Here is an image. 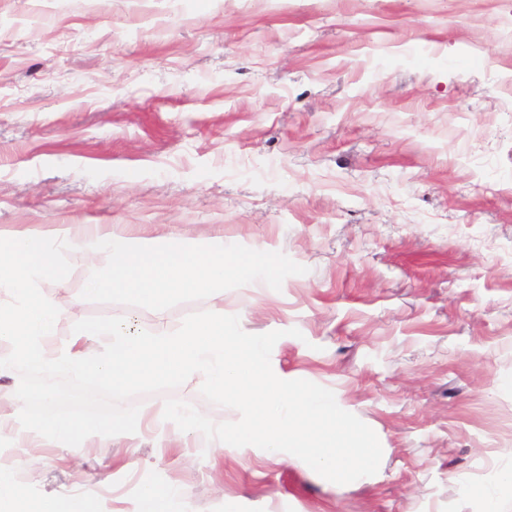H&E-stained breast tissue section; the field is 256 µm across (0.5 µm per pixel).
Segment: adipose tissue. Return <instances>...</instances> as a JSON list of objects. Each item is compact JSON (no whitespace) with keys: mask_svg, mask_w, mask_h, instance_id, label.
<instances>
[{"mask_svg":"<svg viewBox=\"0 0 512 512\" xmlns=\"http://www.w3.org/2000/svg\"><path fill=\"white\" fill-rule=\"evenodd\" d=\"M156 416H168L176 421L178 429L170 439L175 448L181 447L187 434L195 430L199 423L198 412L175 406L149 407L127 420L94 424L46 417L28 420L0 407V433L9 432L23 448L34 447L45 436L60 440L71 438L86 443L115 436H134L145 421ZM93 497V492L89 491L67 499L30 501L24 489L13 482L8 467L0 464V512H92ZM185 500L184 489L179 483H170L163 490L147 485L139 493L136 512H185Z\"/></svg>","mask_w":512,"mask_h":512,"instance_id":"adipose-tissue-1","label":"adipose tissue"}]
</instances>
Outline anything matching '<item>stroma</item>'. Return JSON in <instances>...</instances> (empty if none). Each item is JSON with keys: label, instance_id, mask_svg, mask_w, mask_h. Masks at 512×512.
Returning <instances> with one entry per match:
<instances>
[{"label": "stroma", "instance_id": "35a3bbf8", "mask_svg": "<svg viewBox=\"0 0 512 512\" xmlns=\"http://www.w3.org/2000/svg\"><path fill=\"white\" fill-rule=\"evenodd\" d=\"M109 224L305 266L224 293L271 363L333 391L384 450L336 489L305 462L160 432L0 464L29 499L109 480L97 512L178 480L187 512H483L512 472V0H0V231ZM41 282L57 302L91 272ZM81 302L57 322L179 326ZM298 329L300 337L289 336ZM201 378L172 394L212 421Z\"/></svg>", "mask_w": 512, "mask_h": 512}]
</instances>
